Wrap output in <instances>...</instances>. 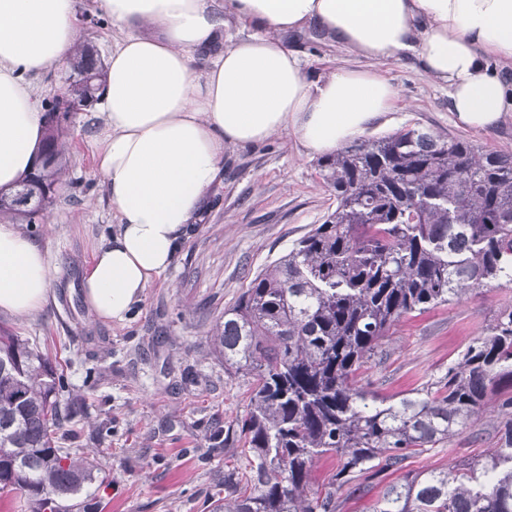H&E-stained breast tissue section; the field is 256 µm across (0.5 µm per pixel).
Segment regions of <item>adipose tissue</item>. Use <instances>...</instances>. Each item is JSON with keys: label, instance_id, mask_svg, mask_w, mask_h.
<instances>
[{"label": "adipose tissue", "instance_id": "adipose-tissue-1", "mask_svg": "<svg viewBox=\"0 0 512 512\" xmlns=\"http://www.w3.org/2000/svg\"><path fill=\"white\" fill-rule=\"evenodd\" d=\"M124 29L93 102L104 128L99 171L119 222L83 277L84 301L123 320L174 262L228 146L292 131L332 154L391 108L398 91L369 69L311 80L282 40L305 27L374 62L416 56L447 83L465 127L512 112V85L490 59L512 63V0H93ZM253 34L224 44V17ZM82 39L76 0H0V187L38 161L46 131L36 78ZM203 69H195L197 59ZM55 266L16 225L0 224V311L26 317L49 297Z\"/></svg>", "mask_w": 512, "mask_h": 512}]
</instances>
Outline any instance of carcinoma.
Masks as SVG:
<instances>
[{
  "label": "carcinoma",
  "instance_id": "carcinoma-1",
  "mask_svg": "<svg viewBox=\"0 0 512 512\" xmlns=\"http://www.w3.org/2000/svg\"><path fill=\"white\" fill-rule=\"evenodd\" d=\"M105 75L92 47H76L63 100L47 126L86 109ZM60 135L45 133L41 167L0 190V214L27 224L53 205ZM336 209L265 265L212 329L224 372L250 380L238 420L243 471H224L211 512H337L343 487L373 470L447 444L463 427L497 419L484 460L414 473L388 486L375 512H512V305L411 396L388 404L359 385L385 363L383 340L404 318L512 283V155L463 138L403 127L318 161ZM48 358L0 327V493L28 512H75L100 492L94 465L59 448L76 413ZM338 460L328 482L311 474Z\"/></svg>",
  "mask_w": 512,
  "mask_h": 512
}]
</instances>
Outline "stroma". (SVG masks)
I'll list each match as a JSON object with an SVG mask.
<instances>
[{
    "instance_id": "35a3bbf8",
    "label": "stroma",
    "mask_w": 512,
    "mask_h": 512,
    "mask_svg": "<svg viewBox=\"0 0 512 512\" xmlns=\"http://www.w3.org/2000/svg\"><path fill=\"white\" fill-rule=\"evenodd\" d=\"M284 41L312 80L362 64L308 28ZM374 69L399 97L365 137L411 126L512 153V112L492 130L467 129L448 108L447 84L427 75L411 54ZM63 126L67 166L54 203L45 219L21 226L50 254L58 275L38 315L0 313V326L37 344L65 378L63 400L79 402L80 414L62 423L60 445L95 465L108 486L104 512H209L224 489L225 466L236 463V421L248 402L246 378L225 373L210 330L254 273L322 223L336 198L321 178L317 155L305 152L293 132L256 147H226L207 206L173 264L124 320L102 321L83 301L82 277L116 222L96 158L103 121L88 110L70 114ZM510 302L512 284L491 285L403 319L385 340L389 359L364 372L363 385L398 402L444 373ZM495 442L492 424L478 437L464 427L449 445L412 456L405 468L367 473L359 489L341 491L339 512H374L384 488L405 473L482 458Z\"/></svg>"
}]
</instances>
